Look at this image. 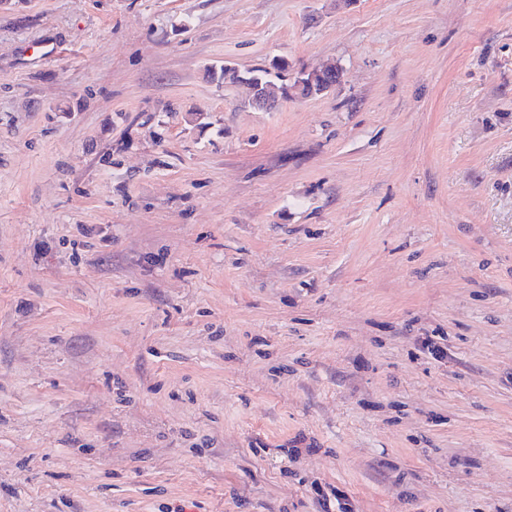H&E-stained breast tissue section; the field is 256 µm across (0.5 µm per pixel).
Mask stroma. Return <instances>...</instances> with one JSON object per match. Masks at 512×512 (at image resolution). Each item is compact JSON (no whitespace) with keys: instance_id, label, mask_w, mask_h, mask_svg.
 <instances>
[{"instance_id":"obj_1","label":"stroma","mask_w":512,"mask_h":512,"mask_svg":"<svg viewBox=\"0 0 512 512\" xmlns=\"http://www.w3.org/2000/svg\"><path fill=\"white\" fill-rule=\"evenodd\" d=\"M327 485L512 512V0H7L0 512ZM328 73H334L336 84L341 82L343 69H340L336 64H327L314 69L304 77L296 80L294 86L298 89L301 96L312 97L320 95L328 91ZM298 81H301L302 84L297 87ZM250 74L249 77L245 78L254 82L256 86H260L262 92L257 87L252 88V106L264 112L275 108L276 104L266 100L265 97L271 101H278L286 93V89L277 85L271 77V72L267 69H257L250 72Z\"/></svg>"}]
</instances>
